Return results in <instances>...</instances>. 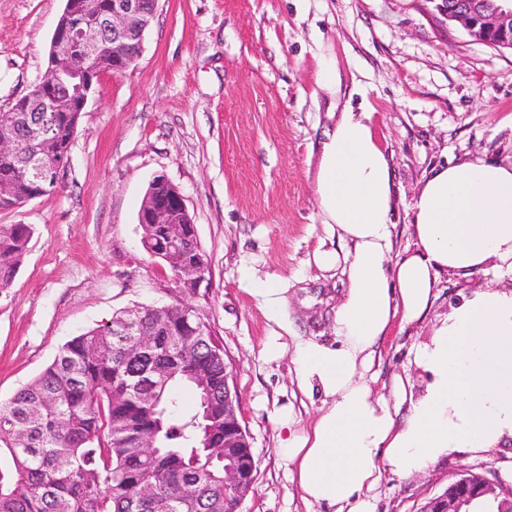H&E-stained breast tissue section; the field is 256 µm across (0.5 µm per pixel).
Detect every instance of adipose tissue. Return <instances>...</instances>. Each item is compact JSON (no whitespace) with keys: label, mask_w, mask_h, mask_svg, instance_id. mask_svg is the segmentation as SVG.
<instances>
[{"label":"adipose tissue","mask_w":512,"mask_h":512,"mask_svg":"<svg viewBox=\"0 0 512 512\" xmlns=\"http://www.w3.org/2000/svg\"><path fill=\"white\" fill-rule=\"evenodd\" d=\"M315 182L323 223L348 245L345 255L321 250L315 261L343 265L347 288L335 344L296 346L301 391L324 399L306 428L281 416L277 452L306 504L373 512L369 493L383 471L409 477L450 452H485L512 437V291L465 300L415 347L427 378L421 393L399 378L385 397L365 379L394 320L413 322L429 309L440 273L479 271L493 259L512 270V160L434 169L413 205L415 248L397 256L391 168L370 113L342 112L322 143Z\"/></svg>","instance_id":"obj_1"}]
</instances>
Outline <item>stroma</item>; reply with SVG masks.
Returning a JSON list of instances; mask_svg holds the SVG:
<instances>
[{
  "instance_id": "obj_1",
  "label": "stroma",
  "mask_w": 512,
  "mask_h": 512,
  "mask_svg": "<svg viewBox=\"0 0 512 512\" xmlns=\"http://www.w3.org/2000/svg\"><path fill=\"white\" fill-rule=\"evenodd\" d=\"M65 0H0V112L38 83ZM329 62L335 90L323 87ZM371 113L394 182V249L413 248L414 199L432 168L512 159V51L474 41L447 21L442 0H159L142 53L96 85L56 193L0 211L33 233L0 294V402L33 381L58 348L124 308L180 301L200 309L224 346L256 461L242 512H326L307 505L279 458L277 418L295 427L320 397L297 386L295 345L332 343L345 252L323 224L314 167L333 108ZM164 175L182 194L209 266L194 293L177 288L142 247L138 214ZM286 290L282 314L249 294L252 277ZM512 272L441 274L420 321L394 323L377 347L374 392L395 377L422 389L411 350L453 308ZM280 341L282 356L267 343ZM512 489V446L453 452L417 475L383 473L374 512H419L462 472Z\"/></svg>"
}]
</instances>
